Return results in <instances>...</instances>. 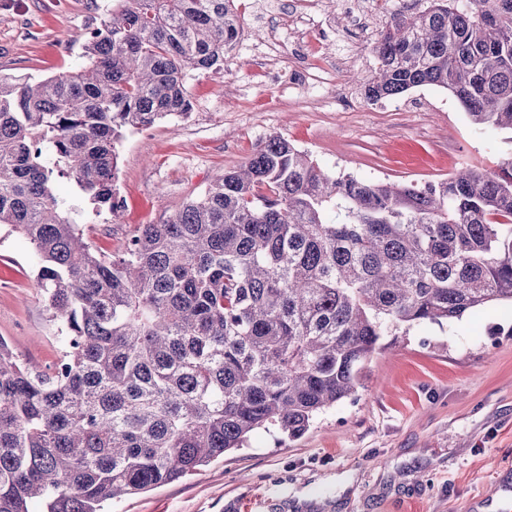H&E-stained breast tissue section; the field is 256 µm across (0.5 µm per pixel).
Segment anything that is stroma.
<instances>
[{"label":"stroma","mask_w":512,"mask_h":512,"mask_svg":"<svg viewBox=\"0 0 512 512\" xmlns=\"http://www.w3.org/2000/svg\"><path fill=\"white\" fill-rule=\"evenodd\" d=\"M239 14L250 42L220 69L193 72L188 117L129 133L119 152L117 218L85 207L74 182L57 197L81 208L100 251H122L145 224H161L213 175L246 161L271 135L334 172L422 184L465 164L494 171L512 158V132L476 134L447 92L423 87L368 102L358 81L375 65L372 37L352 27L343 0H326L308 51L335 56L355 42L331 86L303 93L257 54L265 6ZM112 0H0V73L44 79L81 65L86 32ZM38 257L0 226V338L31 366L64 350L37 282ZM512 512V307L493 305L445 325L387 336L355 397L320 414L295 440L259 432L181 480L113 501L110 512Z\"/></svg>","instance_id":"stroma-1"}]
</instances>
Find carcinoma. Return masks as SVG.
Wrapping results in <instances>:
<instances>
[{"instance_id": "obj_1", "label": "carcinoma", "mask_w": 512, "mask_h": 512, "mask_svg": "<svg viewBox=\"0 0 512 512\" xmlns=\"http://www.w3.org/2000/svg\"><path fill=\"white\" fill-rule=\"evenodd\" d=\"M416 2L375 34L366 98L432 86L476 132H512V0ZM239 33L234 0H112L80 68L0 75V226L65 333L60 374L0 338V512H102L260 430L299 438L382 337L512 304L511 160L389 182L271 135L120 253L93 249L54 179L117 216L123 135L189 114L187 77Z\"/></svg>"}]
</instances>
